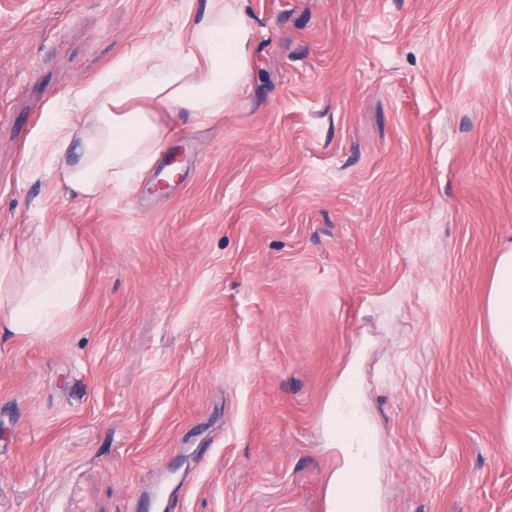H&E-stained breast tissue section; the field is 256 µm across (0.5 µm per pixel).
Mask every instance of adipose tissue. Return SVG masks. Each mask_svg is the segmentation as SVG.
Segmentation results:
<instances>
[{
    "instance_id": "ef3b65f1",
    "label": "adipose tissue",
    "mask_w": 512,
    "mask_h": 512,
    "mask_svg": "<svg viewBox=\"0 0 512 512\" xmlns=\"http://www.w3.org/2000/svg\"><path fill=\"white\" fill-rule=\"evenodd\" d=\"M250 36L228 0H209L188 42L173 44L168 60L125 57L73 90L67 111L50 113L35 158H47L59 188L86 200L137 185L183 113L215 118L240 94ZM40 250L41 264L18 284L0 280V319L16 336L52 335L84 291V253L66 225L42 236ZM485 313L499 352L512 359V245L498 255ZM329 426L340 431L352 458L365 457L370 443L351 391L332 405Z\"/></svg>"
}]
</instances>
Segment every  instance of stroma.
<instances>
[{"mask_svg": "<svg viewBox=\"0 0 512 512\" xmlns=\"http://www.w3.org/2000/svg\"><path fill=\"white\" fill-rule=\"evenodd\" d=\"M208 2L0 0V253L65 224L88 264L53 335L0 324V512H327L350 376L368 512H512V0H243L238 102L136 190L57 188L48 113ZM485 313L499 352L512 359V245L500 251ZM336 428L339 429L346 448L351 449V459L364 458L371 445L366 430L360 423L359 406L349 383L331 407L329 430L335 435Z\"/></svg>", "mask_w": 512, "mask_h": 512, "instance_id": "stroma-1", "label": "stroma"}]
</instances>
